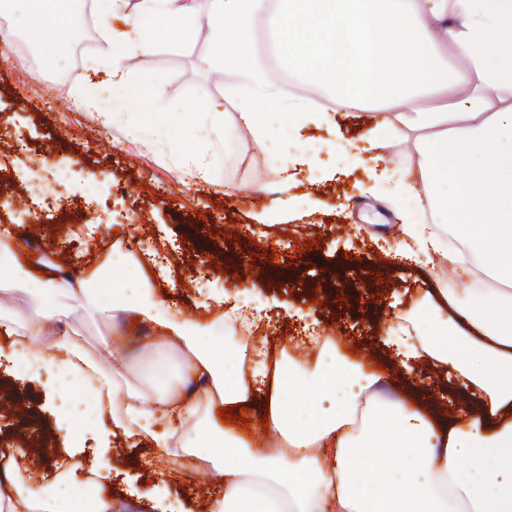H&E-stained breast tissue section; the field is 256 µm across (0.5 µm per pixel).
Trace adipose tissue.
<instances>
[{
  "label": "adipose tissue",
  "instance_id": "obj_1",
  "mask_svg": "<svg viewBox=\"0 0 512 512\" xmlns=\"http://www.w3.org/2000/svg\"><path fill=\"white\" fill-rule=\"evenodd\" d=\"M98 14L119 17L112 40L122 55L92 67L82 104L96 106L99 84L122 103L132 66L155 41L174 46L187 31L208 27L211 62L234 73L237 128L277 159L287 205L293 172L315 169L304 134L326 131L328 148L354 167L363 148L416 132L415 179L373 174L371 194L402 220L397 253L434 268L450 265L490 277L460 302L447 288L417 306L425 333L388 337L405 361L423 360L458 375L459 413L438 424L405 395L388 399L375 387L381 371L310 334L280 362L253 358L235 336L238 321L258 324L259 307L227 303L196 318L158 293L150 271L131 282L137 265L124 233L89 275L53 277L23 259L15 238L0 232V287L22 282L31 304L0 309V359L15 375L39 383L66 430L69 457L87 438L103 440L92 475L111 476L108 443L122 434L180 458L187 469L209 463L224 475V492L203 512H512V0H95ZM12 14L34 16L37 44L53 49L71 29L64 0H0ZM455 59L447 64L440 46ZM319 86L322 106L284 93L276 68ZM378 111L383 119L366 146L343 139L337 117ZM163 128L191 126L193 178L208 179V151L225 143L224 115L208 108L186 122L167 112ZM103 302L113 316L138 315L152 325L153 353L170 352L178 369L156 363L152 389L111 384L67 328L45 334L56 295ZM260 405L268 427L240 430L217 411ZM80 467L42 490L13 473L0 485V512H70L69 497L87 484Z\"/></svg>",
  "mask_w": 512,
  "mask_h": 512
}]
</instances>
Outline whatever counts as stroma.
<instances>
[{
    "instance_id": "35a3bbf8",
    "label": "stroma",
    "mask_w": 512,
    "mask_h": 512,
    "mask_svg": "<svg viewBox=\"0 0 512 512\" xmlns=\"http://www.w3.org/2000/svg\"><path fill=\"white\" fill-rule=\"evenodd\" d=\"M74 9L77 35L65 47V65L55 70L45 68L33 29L14 30L10 15L0 13V28L11 31L8 51L0 57V194L37 202L47 229L68 226L72 236L63 260L70 264L91 263L97 242L109 236V225H125L131 237L152 225L154 242L175 252L176 287L167 296L186 314L198 315L212 291L225 289L267 301L266 319L277 335L299 331L306 319L331 321L332 307L313 302L324 263L342 265L350 255L370 261L377 252L395 250L401 238L400 218L367 190L373 160L321 182L309 171L299 172L314 207L281 212L271 226L257 223V214L278 205L281 177L278 163L251 135L235 132L228 150L214 152L209 181L200 183L187 174L190 146L155 122L160 112L192 113L214 105L223 111L226 128L233 129L236 103L228 88L235 77L205 66L212 53L208 31H193L180 45L162 44L143 56L130 86L150 79L160 85V96L151 101L129 96L121 120L100 130L88 122L78 94L90 62L111 63L122 50L113 44L109 24L89 20L80 0ZM311 231L325 238V245L301 254L287 240L291 234L306 238ZM263 246L272 248L278 260L300 255V262L290 266V278L271 283L269 264L258 257ZM441 281L452 288L472 285L470 277L456 276L449 266L433 273L392 268L361 320L365 336L382 335L395 317H408ZM51 324L73 328L91 351L101 340L123 338L136 349L122 366L124 381L149 385L152 356L143 348L147 330L138 320H130L117 336L102 308L61 296ZM46 440L52 444L49 462L28 463L44 485L67 460L64 431L46 408H38L35 419L21 427L14 406L0 407V481L12 475L20 451H32ZM111 461L107 486L113 512H152L145 497L148 484L132 479L139 464L162 469L172 492L189 507L224 487L211 465L181 470L166 463L159 449L131 448L119 436L112 439Z\"/></svg>"
}]
</instances>
